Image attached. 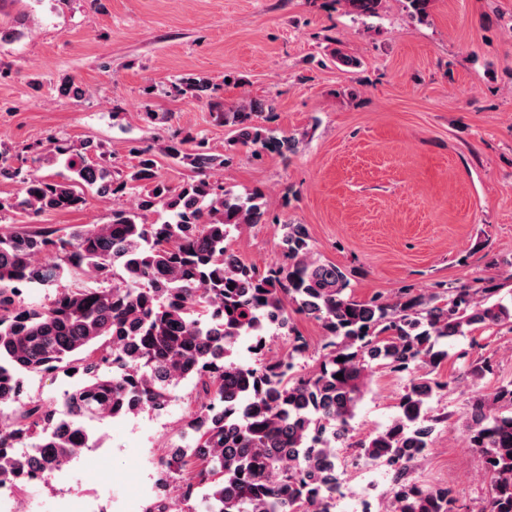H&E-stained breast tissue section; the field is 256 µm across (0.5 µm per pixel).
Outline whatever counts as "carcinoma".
I'll list each match as a JSON object with an SVG mask.
<instances>
[{
    "mask_svg": "<svg viewBox=\"0 0 512 512\" xmlns=\"http://www.w3.org/2000/svg\"><path fill=\"white\" fill-rule=\"evenodd\" d=\"M345 3L349 12L371 17L382 0ZM174 88L232 127V145L253 155L297 151L299 139L265 125L272 110L265 101L227 107L205 77L182 78ZM187 142L173 138L160 148L194 172L180 186L163 179L150 147L132 148L136 163L122 173L97 156L91 141L57 144L53 157L70 172L61 180L39 173L40 153L29 170L0 153V179L21 185L9 207L33 215L79 210L90 190L138 191L136 206L112 211L107 224L63 234L0 228V406L15 404L0 431V478L25 492L29 470L51 469L73 452L71 432L132 410L164 414L173 384L192 377L203 402L188 412L191 433L167 446L159 486L184 476L189 512H335L345 481L336 439L349 435L375 363L415 378L390 424L357 443L359 458L386 466L391 512H458L453 488L422 487L409 471L429 452L440 422L429 402L446 387L432 374L448 359V340L512 318L507 306L490 302L499 289L461 283L427 296L358 300L348 292L347 273L314 257L303 224L284 225V262L266 272L242 259L229 263L224 255L233 233L262 223L266 201L258 192L243 196L212 183L211 172L230 156L203 139L191 149ZM41 290L48 301H26ZM295 314L324 330V353L304 374L295 371L307 351ZM262 331L292 338L291 350L255 366L239 363V341ZM69 370L81 377L64 394L70 431L56 424L50 403H18L17 384L24 371ZM465 443L479 453L490 481L479 512H512V382L471 398ZM13 448H38L41 462Z\"/></svg>",
    "mask_w": 512,
    "mask_h": 512,
    "instance_id": "cac0c4a2",
    "label": "carcinoma"
}]
</instances>
